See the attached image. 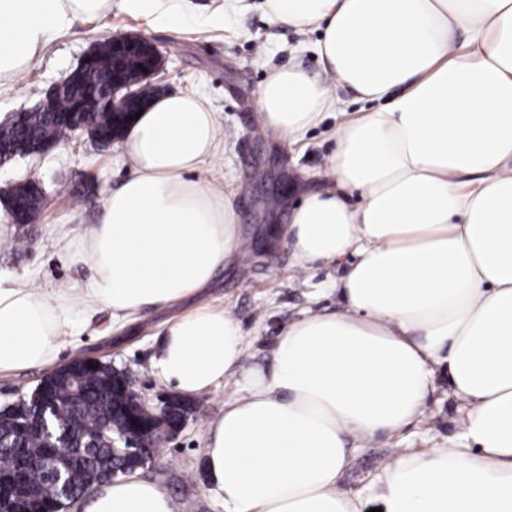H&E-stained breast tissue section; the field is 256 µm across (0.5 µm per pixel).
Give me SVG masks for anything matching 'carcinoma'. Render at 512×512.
I'll use <instances>...</instances> for the list:
<instances>
[{"mask_svg": "<svg viewBox=\"0 0 512 512\" xmlns=\"http://www.w3.org/2000/svg\"><path fill=\"white\" fill-rule=\"evenodd\" d=\"M111 75L112 46L107 40L98 45L96 62L83 74L78 90L83 95L99 91L110 83ZM69 136L70 130L56 122L51 113L34 111L22 127L0 126V152L5 156L13 152L18 157L23 149L44 139L60 143ZM3 197L25 207L36 209L39 205L38 196L16 187L3 192ZM123 378L124 372L118 373L102 362L85 365L74 382L63 368L40 382L48 386L53 415L66 439L62 451L48 447L36 432L18 434L19 426L38 419L42 413L41 402L30 399L16 412L10 409L0 412V474L16 477L35 507L53 512L59 499V486L43 466V460L52 453L62 456L58 465L68 467V487L75 497L90 486L112 479L113 473L155 454L156 443L150 435L144 439L145 447L130 448L125 454L114 453L102 440L91 444L93 435L125 430L131 424L132 417L126 412L127 404L120 392L119 380ZM188 412L184 401L175 398L164 424L175 429Z\"/></svg>", "mask_w": 512, "mask_h": 512, "instance_id": "carcinoma-1", "label": "carcinoma"}]
</instances>
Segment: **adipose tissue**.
Masks as SVG:
<instances>
[{"label":"adipose tissue","instance_id":"adipose-tissue-1","mask_svg":"<svg viewBox=\"0 0 512 512\" xmlns=\"http://www.w3.org/2000/svg\"><path fill=\"white\" fill-rule=\"evenodd\" d=\"M112 0H0V83ZM274 20L322 26V75L272 69L257 94L264 128L294 142L341 115L325 174L271 228L301 273L354 256L279 336L270 368L245 366L227 311L169 320L154 359L185 398L236 379L207 425L206 469L227 512H361L340 481L352 448L418 423L448 371L459 434L396 453L375 477L384 512H512V0H265ZM363 107L344 116L335 88ZM194 93L155 97L127 129L133 175L105 198L76 254L82 298L125 319L206 288L241 246L225 193L195 174L221 149ZM357 194V205L347 197ZM69 293L0 287V373L54 365L74 324ZM77 512H175L132 474Z\"/></svg>","mask_w":512,"mask_h":512}]
</instances>
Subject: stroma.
Returning <instances> with one entry per match:
<instances>
[{
	"label": "stroma",
	"mask_w": 512,
	"mask_h": 512,
	"mask_svg": "<svg viewBox=\"0 0 512 512\" xmlns=\"http://www.w3.org/2000/svg\"><path fill=\"white\" fill-rule=\"evenodd\" d=\"M182 22L160 26L113 7L95 19H77L64 35L52 39L34 63L8 84L0 85V120L9 112L33 107L44 93L78 67L95 45L115 36L138 33L158 47L163 66L151 82L161 93L195 92L217 114L221 152L208 161L202 179L232 189L244 242L239 256L225 266L208 288L165 310L149 309L126 322H113L106 309L75 302L79 337L64 335L59 360L94 356L129 370L136 390L148 401L168 394L151 366L164 324L200 305L232 313L246 334L247 360L262 366L288 323L308 308H339L336 296H318L321 285L342 276L350 258L296 274L288 250L267 230L288 221V211L306 192L322 191L327 158L336 148L338 117L328 116L293 145L265 129L257 113V91L267 73L296 62L308 72L321 70L316 51L319 31L297 30L276 22L263 0H189ZM133 171L120 141L102 147L87 135L59 143L43 156L0 167V190L36 177L44 191L41 212L25 230L20 253L0 245V283L24 282L55 293L84 287L89 267L74 253L96 224L112 187ZM437 391L422 421L397 436H378L353 452L342 487L356 495L364 512L379 507L372 483L377 471L398 448H428L458 428L459 412L448 394V381L436 372ZM234 380L192 400L193 412L183 430L162 440L143 477L159 482L172 495L177 512H225L223 500L208 480L204 462L205 429L224 410L225 398L237 393Z\"/></svg>",
	"instance_id": "1"
}]
</instances>
